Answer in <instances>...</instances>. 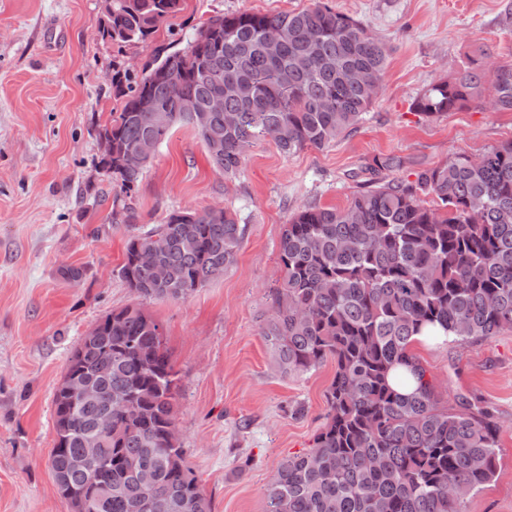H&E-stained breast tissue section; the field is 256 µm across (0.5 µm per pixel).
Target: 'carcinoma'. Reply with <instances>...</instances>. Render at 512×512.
<instances>
[{
    "instance_id": "1",
    "label": "carcinoma",
    "mask_w": 512,
    "mask_h": 512,
    "mask_svg": "<svg viewBox=\"0 0 512 512\" xmlns=\"http://www.w3.org/2000/svg\"><path fill=\"white\" fill-rule=\"evenodd\" d=\"M181 2L112 0L102 37L120 47L145 42ZM273 31L288 32L276 58L265 48ZM388 57L360 21L322 0L299 11L211 16L184 52L156 56L139 74H112L122 106L101 129L112 134V180L126 196L136 193L146 165H127V154L180 124L227 177L261 138L286 156L321 149L358 130ZM488 82L491 105L512 112V63L479 60L427 86L410 109L437 118L482 98ZM218 94L224 111L202 116ZM402 166L394 155L373 159L347 206L308 205L282 227L284 276L263 336L286 373L329 358L336 372L326 424L308 452L279 465L265 512H462L496 477L499 427L490 410L465 395L441 405L411 346L426 327L455 342L512 329V141L422 169L414 181L388 178ZM245 232L230 209L175 211L129 238L118 274L139 295L183 298L224 274ZM141 251L156 263L137 262ZM397 365L416 378L409 394L389 383ZM76 376L96 399L74 394L67 378ZM179 381L162 325L139 308L112 311L81 338L54 394L50 455L72 512H211L172 438ZM108 410L112 432L101 437ZM97 436V458L75 465ZM146 468L152 485L140 479Z\"/></svg>"
}]
</instances>
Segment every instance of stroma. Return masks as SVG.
I'll use <instances>...</instances> for the list:
<instances>
[{
    "label": "stroma",
    "mask_w": 512,
    "mask_h": 512,
    "mask_svg": "<svg viewBox=\"0 0 512 512\" xmlns=\"http://www.w3.org/2000/svg\"><path fill=\"white\" fill-rule=\"evenodd\" d=\"M312 0H183L146 43L116 50L101 36L102 0H0V512H71L52 477L54 393L82 336L137 307L164 327L179 373L176 423L212 512H264L281 462L307 452L326 423L336 364L281 372L263 330L280 287L281 229L305 205L345 207L350 174L401 156V179L455 155L512 140V112L474 100L428 121L412 100L471 58L512 61V0H329L390 48L382 89L356 133L282 155L267 139L224 177L187 125L156 149L131 203L100 166L99 132L121 103L112 63L180 49L216 14L295 11ZM222 205L246 226L234 263L179 299L134 293L118 275L131 234L177 210ZM82 268L73 282L62 270ZM445 401L466 395L499 427L497 476L464 512H512V330L488 340L414 342Z\"/></svg>",
    "instance_id": "obj_1"
}]
</instances>
